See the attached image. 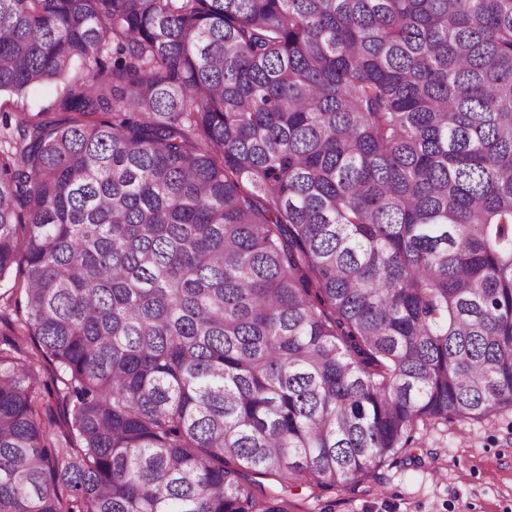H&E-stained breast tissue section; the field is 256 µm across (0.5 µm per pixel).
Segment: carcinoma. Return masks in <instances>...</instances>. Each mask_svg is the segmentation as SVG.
Segmentation results:
<instances>
[{
  "label": "carcinoma",
  "mask_w": 512,
  "mask_h": 512,
  "mask_svg": "<svg viewBox=\"0 0 512 512\" xmlns=\"http://www.w3.org/2000/svg\"><path fill=\"white\" fill-rule=\"evenodd\" d=\"M0 512H285L512 408V0H0ZM279 486L265 487L259 478ZM60 92V87L56 84H45L34 89L22 103H16L15 98H9L2 95L0 98V136L5 131L3 121H5V112H7L8 122L11 123L10 132H16V124L23 112H40L42 110H52L53 105ZM6 131V132H7ZM32 344L26 346V351L28 352L26 356H28V360L31 361V367L34 373L36 380L39 383L40 389L42 393L49 400L50 404L54 405L55 417L57 418L58 424L55 426V433L60 435L62 431H64L65 427L59 415V408L56 406V396L51 397V393H54V372L52 367L41 360L40 358H35L31 355L32 352Z\"/></svg>",
  "instance_id": "cac0c4a2"
}]
</instances>
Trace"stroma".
Listing matches in <instances>:
<instances>
[{"mask_svg": "<svg viewBox=\"0 0 512 512\" xmlns=\"http://www.w3.org/2000/svg\"><path fill=\"white\" fill-rule=\"evenodd\" d=\"M60 88L45 84L24 103L0 97V122L48 110ZM288 512H512V410L480 422L439 424L416 434L413 448L381 467L374 481L353 490L296 487Z\"/></svg>", "mask_w": 512, "mask_h": 512, "instance_id": "1", "label": "stroma"}]
</instances>
